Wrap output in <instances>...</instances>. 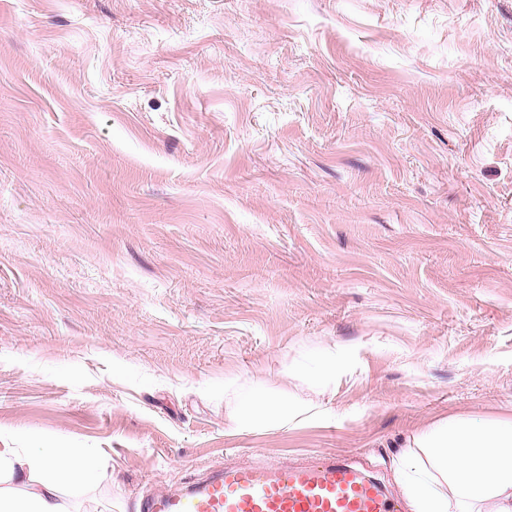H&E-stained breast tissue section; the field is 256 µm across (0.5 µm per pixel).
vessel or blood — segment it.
<instances>
[{
	"label": "vessel or blood",
	"mask_w": 512,
	"mask_h": 512,
	"mask_svg": "<svg viewBox=\"0 0 512 512\" xmlns=\"http://www.w3.org/2000/svg\"><path fill=\"white\" fill-rule=\"evenodd\" d=\"M141 512H401L353 464L324 456L302 464L227 466L145 500Z\"/></svg>",
	"instance_id": "b4317fda"
}]
</instances>
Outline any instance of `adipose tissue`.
<instances>
[{
  "instance_id": "ef3b65f1",
  "label": "adipose tissue",
  "mask_w": 512,
  "mask_h": 512,
  "mask_svg": "<svg viewBox=\"0 0 512 512\" xmlns=\"http://www.w3.org/2000/svg\"><path fill=\"white\" fill-rule=\"evenodd\" d=\"M324 413L321 403L243 392L228 428L289 430ZM394 466L409 512H512V417L440 420L413 435ZM95 475L77 448H0V512H64L63 491Z\"/></svg>"
}]
</instances>
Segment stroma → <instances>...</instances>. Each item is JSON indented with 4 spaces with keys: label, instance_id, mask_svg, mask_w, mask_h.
<instances>
[{
    "label": "stroma",
    "instance_id": "stroma-1",
    "mask_svg": "<svg viewBox=\"0 0 512 512\" xmlns=\"http://www.w3.org/2000/svg\"><path fill=\"white\" fill-rule=\"evenodd\" d=\"M336 357L327 374L322 353ZM321 400L226 435L235 391ZM512 414V0H0V448L67 512ZM95 475L79 448H0V512H66L63 491Z\"/></svg>",
    "mask_w": 512,
    "mask_h": 512
}]
</instances>
